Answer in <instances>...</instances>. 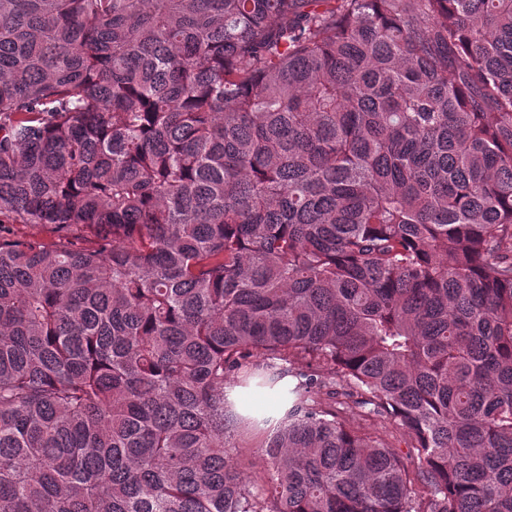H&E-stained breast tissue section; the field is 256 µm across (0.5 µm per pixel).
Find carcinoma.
Masks as SVG:
<instances>
[{
  "label": "carcinoma",
  "mask_w": 512,
  "mask_h": 512,
  "mask_svg": "<svg viewBox=\"0 0 512 512\" xmlns=\"http://www.w3.org/2000/svg\"><path fill=\"white\" fill-rule=\"evenodd\" d=\"M0 512H512V0H0Z\"/></svg>",
  "instance_id": "obj_1"
}]
</instances>
